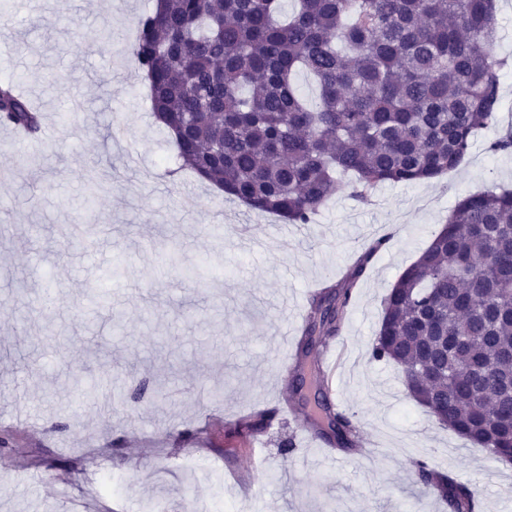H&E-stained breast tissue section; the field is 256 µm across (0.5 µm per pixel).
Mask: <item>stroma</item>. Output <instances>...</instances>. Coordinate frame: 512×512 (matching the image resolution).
I'll return each mask as SVG.
<instances>
[{
  "mask_svg": "<svg viewBox=\"0 0 512 512\" xmlns=\"http://www.w3.org/2000/svg\"><path fill=\"white\" fill-rule=\"evenodd\" d=\"M0 5V83L21 78L43 117L39 149L0 141V512H448L418 459L476 485L479 512H512V467L370 355L384 297L456 202L512 188V152L487 149L512 132V66L458 170L365 202L342 182L312 223L288 224L180 168L129 55L154 0ZM384 235L327 372L374 451L309 446L279 359L315 290ZM172 248L198 278L158 271Z\"/></svg>",
  "mask_w": 512,
  "mask_h": 512,
  "instance_id": "obj_1",
  "label": "stroma"
}]
</instances>
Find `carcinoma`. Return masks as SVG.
I'll return each mask as SVG.
<instances>
[{
	"label": "carcinoma",
	"instance_id": "1",
	"mask_svg": "<svg viewBox=\"0 0 512 512\" xmlns=\"http://www.w3.org/2000/svg\"><path fill=\"white\" fill-rule=\"evenodd\" d=\"M496 0H155L130 49L149 81L154 117L176 133L178 158L259 213L308 224L351 174L353 196L384 183L456 170L501 105ZM319 89L309 107L294 82ZM0 124L32 137L41 115L10 82ZM387 242L363 253L336 288L314 298L294 369L337 334L356 280ZM371 356L395 365L407 392L442 426L512 463V190L460 199L384 297ZM457 343L444 351L446 333ZM294 393L310 429L344 452L351 419L333 412L320 372ZM418 482L449 512H477L469 484L426 460Z\"/></svg>",
	"mask_w": 512,
	"mask_h": 512
}]
</instances>
